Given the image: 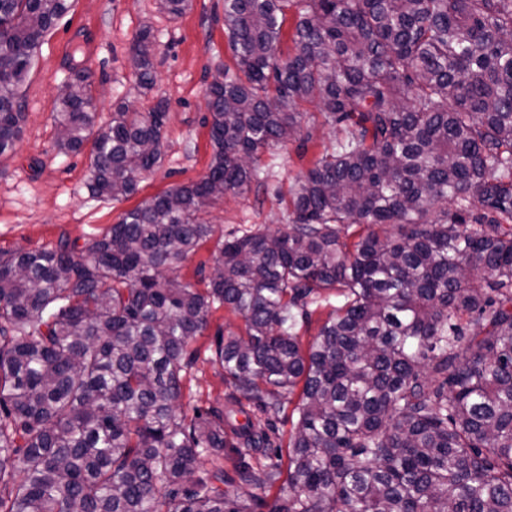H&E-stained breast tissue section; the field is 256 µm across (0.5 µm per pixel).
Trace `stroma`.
Here are the masks:
<instances>
[{"label": "stroma", "mask_w": 512, "mask_h": 512, "mask_svg": "<svg viewBox=\"0 0 512 512\" xmlns=\"http://www.w3.org/2000/svg\"><path fill=\"white\" fill-rule=\"evenodd\" d=\"M145 27L155 36L156 82L142 93L130 47ZM234 65L224 31V0H188L177 16L161 11L159 0H72L69 12L44 37L20 88L25 120L13 152L0 157V253L50 249L63 237L82 249L123 212L203 176L212 157L203 96L210 73ZM75 66L87 69L104 89L93 102L97 127H108L123 101L143 112L160 101L168 105L163 159L143 176L136 193L122 201L90 196L85 187L87 152L67 153L56 145L53 116L59 87ZM302 109L311 119L303 123L300 135L260 157L264 187L225 193L209 206L206 218L217 236L182 263V280L204 287L217 237L245 226L274 231L285 224L291 185L342 136L340 129L319 119L316 104H303ZM228 332L243 334L244 322L221 307L213 310L207 331L191 342L180 414L189 417L197 407H225L233 388L211 357L217 334Z\"/></svg>", "instance_id": "35a3bbf8"}]
</instances>
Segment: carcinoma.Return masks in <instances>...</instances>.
I'll return each mask as SVG.
<instances>
[{
	"label": "carcinoma",
	"mask_w": 512,
	"mask_h": 512,
	"mask_svg": "<svg viewBox=\"0 0 512 512\" xmlns=\"http://www.w3.org/2000/svg\"><path fill=\"white\" fill-rule=\"evenodd\" d=\"M70 8L0 0V156ZM224 31L236 70L206 89L208 172L79 255L66 240L0 255V512H157L161 498L167 512H255L202 457L230 448L240 481L271 491V433L299 385L288 494L259 501L267 512H512V0H224ZM153 50L145 27L131 51L143 90ZM92 100L72 68L57 146L91 143L87 189L118 201L160 163L167 103H121L97 130ZM312 102L344 136L291 187V223L220 242L206 287L180 279L215 233L201 218L215 187L264 185L260 154L296 138ZM333 296L303 348L298 325ZM221 305L245 335L219 336L212 361L229 402L265 416L231 441L220 408L176 414L189 343Z\"/></svg>",
	"instance_id": "obj_1"
}]
</instances>
